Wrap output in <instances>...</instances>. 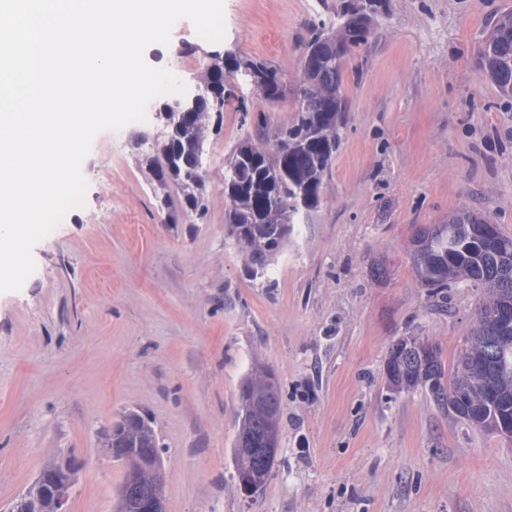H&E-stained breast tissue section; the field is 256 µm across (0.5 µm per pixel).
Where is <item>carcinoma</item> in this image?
I'll use <instances>...</instances> for the list:
<instances>
[{
  "instance_id": "obj_1",
  "label": "carcinoma",
  "mask_w": 512,
  "mask_h": 512,
  "mask_svg": "<svg viewBox=\"0 0 512 512\" xmlns=\"http://www.w3.org/2000/svg\"><path fill=\"white\" fill-rule=\"evenodd\" d=\"M386 15L382 0H336L330 21L311 24L302 44L299 78L293 91L295 117L277 125L263 142L252 135L238 141L224 162V231L247 258L254 275H269L274 258L288 244L285 224L269 223L268 205L278 200L288 211L304 206L301 221L308 220L324 194L326 176L347 122L348 103L343 94L346 64L369 42ZM482 72L498 94L512 98V11L495 16L482 42ZM269 101L279 99L286 85L279 69L261 59L223 57L200 60L198 84L208 90L206 102L183 112L163 102L158 106L163 131L155 139V155L139 153V161L152 176L159 205L170 207V189L180 200V213L200 219L205 212L206 174H192L193 152L207 149L215 106H224L227 75ZM485 217L463 208L448 223L422 227L411 243V258L420 287L437 294L456 284L470 283L486 290L471 336L464 340L456 360L446 367L438 349L427 365L407 355L390 352L386 370L391 384L402 389L418 386L438 403L457 411H478L481 429L493 431L490 421L512 415V344L494 340L497 329L492 314L512 290V238L501 245L484 243ZM271 372L257 364L242 379L231 448L235 475L249 473L261 489L267 469L240 452L248 438L262 440L268 448L280 434V387L269 382Z\"/></svg>"
}]
</instances>
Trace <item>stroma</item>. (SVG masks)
I'll use <instances>...</instances> for the list:
<instances>
[{"instance_id":"stroma-1","label":"stroma","mask_w":512,"mask_h":512,"mask_svg":"<svg viewBox=\"0 0 512 512\" xmlns=\"http://www.w3.org/2000/svg\"><path fill=\"white\" fill-rule=\"evenodd\" d=\"M386 2L344 73L348 123L321 204L269 277L225 239L224 158L257 115L291 122L292 94L271 103L227 77L206 213L183 224L167 223L137 162L154 116L94 137L83 205L34 247L23 288L0 293V512L72 457L70 512H114L124 469L102 446L129 409L157 433L170 512H512V446L386 373L406 337L452 363L483 296L418 287L414 232L466 205L512 236V100L478 64L488 22L512 0ZM325 13L324 0H224L221 42L184 19L144 58L169 70L189 43L265 60L292 85ZM256 362L280 382V450L248 500L231 445Z\"/></svg>"}]
</instances>
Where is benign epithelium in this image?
Here are the masks:
<instances>
[{
    "label": "benign epithelium",
    "instance_id": "benign-epithelium-1",
    "mask_svg": "<svg viewBox=\"0 0 512 512\" xmlns=\"http://www.w3.org/2000/svg\"><path fill=\"white\" fill-rule=\"evenodd\" d=\"M135 417L127 415L113 426L107 435L103 456L120 458L128 463L120 486L115 512H167L165 499V465L160 448H126L112 445V435L120 428L132 427ZM75 469L70 464L53 465L42 470L35 484L39 490L34 499L27 493L19 494L10 507L11 512H69Z\"/></svg>",
    "mask_w": 512,
    "mask_h": 512
}]
</instances>
